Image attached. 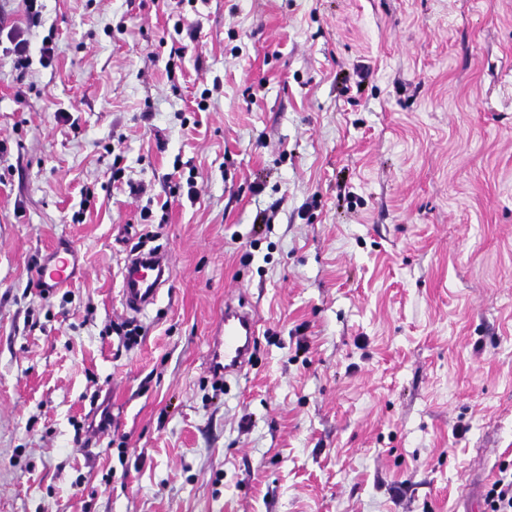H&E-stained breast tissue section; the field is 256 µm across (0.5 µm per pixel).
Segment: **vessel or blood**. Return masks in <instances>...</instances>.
Returning a JSON list of instances; mask_svg holds the SVG:
<instances>
[{
	"label": "vessel or blood",
	"mask_w": 512,
	"mask_h": 512,
	"mask_svg": "<svg viewBox=\"0 0 512 512\" xmlns=\"http://www.w3.org/2000/svg\"><path fill=\"white\" fill-rule=\"evenodd\" d=\"M75 254L71 245L56 248L39 268L37 276L46 293L72 282ZM171 278L172 266L167 255L157 250L133 252L122 276L124 306L136 314L144 312L156 303ZM257 326L254 313L245 303L225 304L220 332L207 357L209 372L224 377L240 376L250 364Z\"/></svg>",
	"instance_id": "1"
}]
</instances>
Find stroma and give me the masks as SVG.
<instances>
[{"label":"stroma","mask_w":512,"mask_h":512,"mask_svg":"<svg viewBox=\"0 0 512 512\" xmlns=\"http://www.w3.org/2000/svg\"><path fill=\"white\" fill-rule=\"evenodd\" d=\"M38 8L0 0L31 58L19 101L0 51V512H487L512 463V0ZM59 242L78 273L47 301ZM139 242L172 281L136 315ZM238 301L256 352L224 385ZM258 321L245 303H227L219 336L207 357V368L218 376L238 377L250 364Z\"/></svg>","instance_id":"35a3bbf8"}]
</instances>
